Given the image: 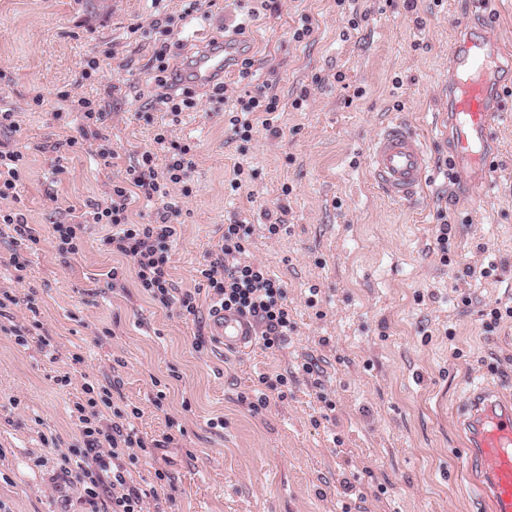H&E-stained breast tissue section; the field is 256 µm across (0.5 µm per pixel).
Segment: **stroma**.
<instances>
[{
	"label": "stroma",
	"instance_id": "stroma-1",
	"mask_svg": "<svg viewBox=\"0 0 512 512\" xmlns=\"http://www.w3.org/2000/svg\"><path fill=\"white\" fill-rule=\"evenodd\" d=\"M468 7L0 0V94L20 126L0 140L27 153L21 202L0 199V209L19 206L42 237L26 253L25 283L0 270V294L36 306L0 310V512H112L108 495L88 503L62 472L83 445L72 407L86 402L89 379L112 392L104 418L121 411L148 441L173 435L127 461L145 490L165 473L166 512H487L459 467L464 440L451 409L477 380L512 394V318L488 316L512 307V84L495 129L492 184L467 196L447 175L441 102L449 43ZM305 27L310 35L296 39ZM233 33L250 46L247 74L225 80L220 99L176 88L195 106L170 125L150 81L155 47L167 44L175 65L206 38ZM93 55L106 62L83 78ZM261 93L280 102L281 135L259 124L234 133L232 111ZM64 96L93 99L107 113L111 165L63 146L74 131ZM395 120L428 145L427 191L411 207L385 198L366 165L374 136ZM161 133L193 154L169 252L176 287L195 288L225 225L247 219V255L286 287L292 328L281 346L257 337L224 348L208 332V300L185 316L142 294L133 273L113 287L122 260L103 246L104 226H89L78 256L54 247L52 225L105 199L143 153L163 170ZM277 221L280 233L269 235ZM445 222L452 230L442 244ZM490 262L496 271L481 277ZM13 324L27 329L25 341L6 334ZM43 331L54 355L38 344ZM77 351L83 363L73 362ZM263 375L288 383L253 412Z\"/></svg>",
	"mask_w": 512,
	"mask_h": 512
}]
</instances>
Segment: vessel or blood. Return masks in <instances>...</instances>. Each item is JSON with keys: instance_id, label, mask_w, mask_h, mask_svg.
<instances>
[{"instance_id": "obj_1", "label": "vessel or blood", "mask_w": 512, "mask_h": 512, "mask_svg": "<svg viewBox=\"0 0 512 512\" xmlns=\"http://www.w3.org/2000/svg\"><path fill=\"white\" fill-rule=\"evenodd\" d=\"M236 36L202 45L178 76L188 86L205 88L224 79L238 56ZM512 73V51L490 32L479 11L459 24L448 61V169L473 196L491 185L495 142L501 119L505 78ZM369 171L380 192L399 203L424 192L428 167L426 141L407 123L386 125L368 153ZM211 336L227 348H245L255 337L253 320L234 310L210 319ZM458 422L468 436V466L478 474L491 512H512V396L477 382L458 407Z\"/></svg>"}]
</instances>
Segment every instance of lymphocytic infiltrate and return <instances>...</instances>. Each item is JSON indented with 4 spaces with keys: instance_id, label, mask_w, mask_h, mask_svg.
I'll return each instance as SVG.
<instances>
[{
    "instance_id": "obj_1",
    "label": "lymphocytic infiltrate",
    "mask_w": 512,
    "mask_h": 512,
    "mask_svg": "<svg viewBox=\"0 0 512 512\" xmlns=\"http://www.w3.org/2000/svg\"><path fill=\"white\" fill-rule=\"evenodd\" d=\"M154 61L153 81L162 90L158 101L170 115L172 124H179L182 112L193 108L194 103L191 98L178 99L166 92L171 80L166 45L156 47ZM278 108L276 96H253L242 105L239 114L231 117L230 123L235 132H251V116L260 112L264 115L263 126L277 135L281 132L275 123ZM76 110L80 124L76 135L66 140L75 152L83 150L87 141L100 139V130L107 121L106 113L89 98H80ZM170 149L171 157L163 171H156L152 155L143 154L141 162L128 169L124 181L111 185L106 201L90 203L83 213L52 225V242L59 254L75 256L82 249L88 224L109 226L103 245L132 263L138 287L153 301L165 306L178 303L182 314L190 316L197 312L200 295H207L215 305L237 310L259 323L267 347L278 345L292 326L286 292L265 265L245 259L243 242L250 231L246 222L225 225L219 252L201 269L196 288L184 291L175 287L168 252L180 231L176 219L183 210L185 198L177 187L187 179L193 159L189 145L174 141ZM137 196L160 199L154 223L131 222L130 205ZM0 237L18 244V251L10 253L4 265L16 282H24L28 261L21 250L39 245L40 236L28 227L22 213L1 209ZM75 409L84 446L71 459L68 476L76 479L91 501L97 498L101 486H109L112 512H150L149 502H161V493L155 488L145 491L134 485L125 467V457L133 448L159 447V440L147 441L133 428L87 416L83 404H76ZM106 473L112 476L107 484L102 481Z\"/></svg>"
}]
</instances>
